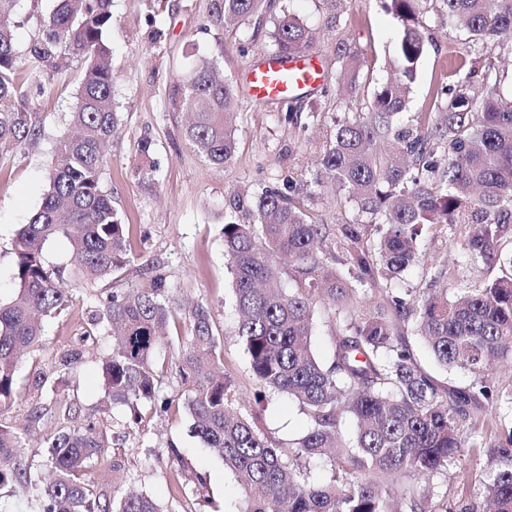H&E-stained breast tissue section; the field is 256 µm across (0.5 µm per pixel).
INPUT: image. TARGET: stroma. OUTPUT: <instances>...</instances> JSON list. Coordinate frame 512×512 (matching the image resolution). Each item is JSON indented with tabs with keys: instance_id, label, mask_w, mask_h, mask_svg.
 Returning a JSON list of instances; mask_svg holds the SVG:
<instances>
[{
	"instance_id": "35a3bbf8",
	"label": "stroma",
	"mask_w": 512,
	"mask_h": 512,
	"mask_svg": "<svg viewBox=\"0 0 512 512\" xmlns=\"http://www.w3.org/2000/svg\"><path fill=\"white\" fill-rule=\"evenodd\" d=\"M55 0H20L15 13L17 49L38 35L40 20L55 7ZM160 16L148 11L144 0H112L109 40L116 67L114 96L120 112L119 129L106 152L102 175L112 203L129 224L135 260L111 279L92 290L76 292L63 313L47 320L44 348L26 355L19 368L18 394L0 406V419L24 422L37 402L51 397L72 399L81 418L104 425L112 437L110 454L90 467L87 481L107 495L131 491L166 502L171 512H240L242 503L233 473L206 448L192 431V420L183 402L184 389L170 375L159 382V399L168 401L167 412L147 413L134 423L125 407L104 405V381L94 357L66 374L55 395L34 388L36 374L54 357L73 347L89 318L97 294L122 291L131 283L149 285L154 275L165 279L169 297L184 304L207 303L220 333L224 372L237 386L243 412L260 415L265 433L280 447H288L307 431L309 419L287 396L260 391L253 381L242 345L234 333L231 274L224 258V195L238 187L258 191L281 184L290 173L313 170L317 156L347 113L368 106L375 90L393 78L401 27L393 14L376 0H344L339 14H331L325 0H273V13L263 20L261 33L251 25L225 27L215 10V0H164ZM290 12L315 33L311 52L325 64L321 88L305 91L296 106L302 112L319 111L320 120L305 134L284 120L286 104L256 105L241 100L236 119L238 146L233 163L216 169L198 156L185 136V114L170 97L175 75H189L203 60L216 61L225 79L239 85L246 70L274 55L273 18ZM420 21L428 37L409 95L410 114L426 111L432 87L447 77L459 52L467 46V34L450 26L446 17L428 11ZM160 40H152L154 29ZM345 34L357 58L359 93L337 97L336 38ZM79 62H70L63 73L50 71L29 77L23 87L25 101L37 126L38 139L0 151V299L8 300L16 289V257L12 242L29 223L49 188V172L56 141L67 127L76 103ZM45 93H38V86ZM152 144L157 164L152 178L138 172L140 140ZM312 214L320 224H345L358 220L357 210L342 193L325 188L314 191ZM468 230L453 224L427 229L424 250L434 258L452 262ZM512 433V419L502 418L493 431L464 428L466 438L478 444L463 450L460 460L438 480L437 492L449 507L473 506L482 512L479 465L492 446ZM181 448L193 470L207 482L204 499L174 494L180 477L177 460L168 446Z\"/></svg>"
}]
</instances>
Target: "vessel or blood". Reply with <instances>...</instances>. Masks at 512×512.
<instances>
[{
  "mask_svg": "<svg viewBox=\"0 0 512 512\" xmlns=\"http://www.w3.org/2000/svg\"><path fill=\"white\" fill-rule=\"evenodd\" d=\"M323 79L324 67L318 55L298 52L275 56L248 72L243 94L259 105L284 103L303 90L318 87Z\"/></svg>",
  "mask_w": 512,
  "mask_h": 512,
  "instance_id": "vessel-or-blood-1",
  "label": "vessel or blood"
}]
</instances>
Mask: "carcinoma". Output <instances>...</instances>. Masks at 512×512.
<instances>
[{
  "mask_svg": "<svg viewBox=\"0 0 512 512\" xmlns=\"http://www.w3.org/2000/svg\"><path fill=\"white\" fill-rule=\"evenodd\" d=\"M19 0H0V149L40 135L20 92L13 41ZM434 3L488 57L461 62L430 95L428 112L404 119L418 65L426 51L423 6ZM401 26L395 79L382 85L366 110L336 125L312 177L288 174L282 186L224 195V254L232 275L235 335L256 385L296 400L310 420L288 450L274 445L259 416L237 405L234 381L220 372V337L208 305L185 309L167 295L163 278L111 294L92 311L69 350L39 372L44 389L83 353L108 342L102 360L105 395L130 410L131 419L154 404L162 373L180 380L185 409L197 437L236 477L244 512H448L434 508L428 481L448 474L465 447L461 431L475 411H512V390L492 389L488 370L512 358V254L500 241L512 224V97L500 93L497 61L512 59V0H380ZM111 0H58L40 21L42 34L25 49L29 72L81 61L72 133L56 146L49 190L13 242L18 288L0 302V404L15 394L19 362L45 342L44 319L60 314L79 285L89 286L132 262L128 225L102 184L104 150L120 123L113 96ZM272 0H219L224 27L255 22L260 28ZM278 53L306 51L311 29L284 12L275 18ZM173 104L190 115L185 136L217 169L237 150L233 85L204 61L172 86ZM319 113L292 110L285 120L308 129ZM329 184L355 204L365 222L316 223L311 188ZM476 224L465 235L461 263L481 259L500 275L481 288L448 293L459 266L432 264L429 292L420 299L390 288L424 262V229ZM69 243L71 271L52 267L45 244ZM294 287L286 288L283 279ZM347 311L333 332L332 358L322 362L310 346L318 305ZM423 339L442 368L471 376L445 385L421 368L405 330ZM354 423L341 444L340 422ZM74 403L35 407L21 428L0 422V498L35 491L41 512H169L146 493L109 498L84 480L85 471L112 447L99 424L77 422ZM40 425L45 474L33 468L25 435ZM344 448L329 482L314 484L305 463ZM488 512H512V434L480 466ZM406 475L427 482L397 494Z\"/></svg>",
  "mask_w": 512,
  "mask_h": 512,
  "instance_id": "cac0c4a2",
  "label": "carcinoma"
}]
</instances>
